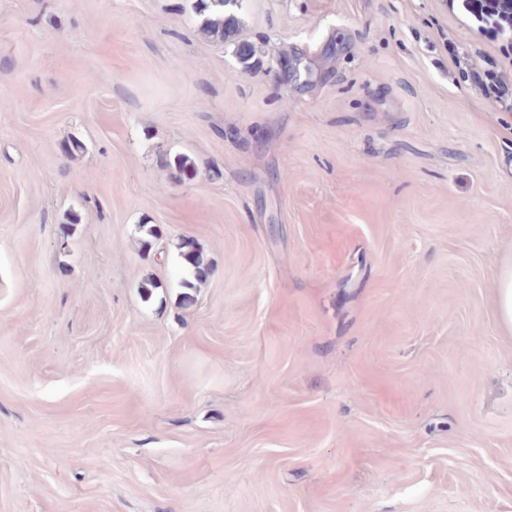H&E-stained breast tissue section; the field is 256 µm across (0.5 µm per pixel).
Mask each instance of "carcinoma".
I'll list each match as a JSON object with an SVG mask.
<instances>
[{"label":"carcinoma","instance_id":"cac0c4a2","mask_svg":"<svg viewBox=\"0 0 512 512\" xmlns=\"http://www.w3.org/2000/svg\"><path fill=\"white\" fill-rule=\"evenodd\" d=\"M239 3L240 0H198L195 12L201 18L200 32L216 43L233 42L239 62L249 68L255 56V49L249 42L238 39L240 20L235 8ZM183 247L187 248L183 253V259L193 277V280L186 282V287L192 288L194 283L205 281L209 266L204 264L192 243L186 242Z\"/></svg>","mask_w":512,"mask_h":512}]
</instances>
